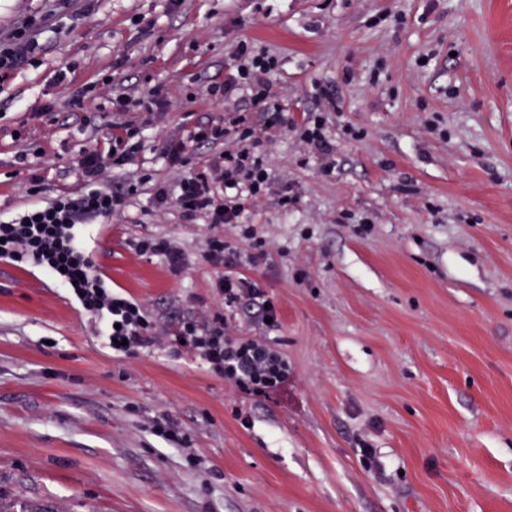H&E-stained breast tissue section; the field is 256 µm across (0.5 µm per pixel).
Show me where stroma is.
<instances>
[{
    "label": "stroma",
    "mask_w": 512,
    "mask_h": 512,
    "mask_svg": "<svg viewBox=\"0 0 512 512\" xmlns=\"http://www.w3.org/2000/svg\"><path fill=\"white\" fill-rule=\"evenodd\" d=\"M38 41L0 86V127L22 132L0 134V215L31 173L41 200L78 189L79 149L143 124L137 98L164 85L135 159L151 181L85 243L158 324L223 313L289 378L258 398L189 350L112 352L59 282L0 259V512H512V0H95ZM242 44L276 57L270 100L293 123L263 143L259 203L223 227L244 254L243 228L265 240L234 272L273 327L217 293L206 218L153 202L179 177L165 140L228 117L207 86ZM106 73L111 92L69 111L71 83ZM320 87L340 103L326 156L301 130ZM24 148L44 154L25 166ZM144 235L175 241L181 272L138 253Z\"/></svg>",
    "instance_id": "obj_1"
}]
</instances>
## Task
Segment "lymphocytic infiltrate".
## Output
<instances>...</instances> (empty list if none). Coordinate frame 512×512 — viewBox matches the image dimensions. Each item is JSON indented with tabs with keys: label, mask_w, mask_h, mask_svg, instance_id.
<instances>
[{
	"label": "lymphocytic infiltrate",
	"mask_w": 512,
	"mask_h": 512,
	"mask_svg": "<svg viewBox=\"0 0 512 512\" xmlns=\"http://www.w3.org/2000/svg\"><path fill=\"white\" fill-rule=\"evenodd\" d=\"M73 0H52L47 16L29 19L7 36L0 37V85L28 62L40 49L36 38L52 19L71 16ZM238 65L225 75L222 84H213L209 93L218 98L231 97L236 91L248 92L250 110L234 112L229 126L198 122L186 133L170 137L163 150L167 165L179 169L187 165L191 147L203 143L223 144L224 150L213 157L201 173L182 177L176 191L156 186L157 207H175L184 217L205 215L213 234L208 240L206 258L228 268L241 262H257L258 253L247 256L231 251L219 228L239 223L264 193L269 174L261 156L254 150L264 135L287 129L288 115L269 101L271 76L278 68L275 58L247 56L238 50ZM260 120H253V112ZM140 127L128 122L113 123L106 135L107 149L81 150L76 174L79 191L65 193L52 201L30 203L22 212L0 220V258L45 269L57 276L73 294L85 312L98 321L103 341L113 352L125 355L161 344L163 336L185 340L217 374L224 376L239 392L266 397L288 382L287 359L264 343L242 340L227 333L223 314L206 321L179 319L158 330L141 304L122 297L106 286L95 260L86 249L76 227L96 218H108L126 205L138 191L137 184L115 185L108 171L135 160L141 144ZM215 286L225 304L244 300L256 302L259 319H276L277 308L267 305L263 291L244 277L224 275Z\"/></svg>",
	"instance_id": "1"
}]
</instances>
